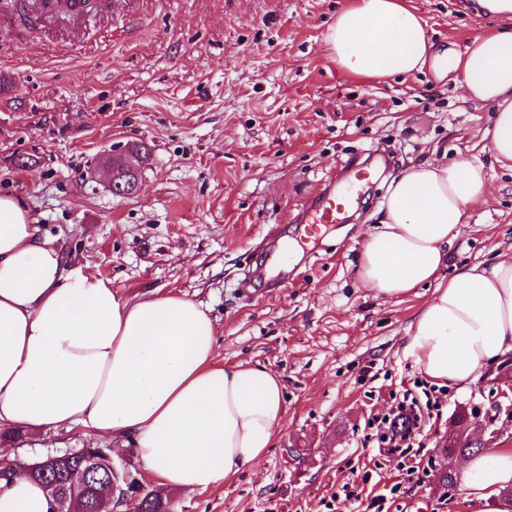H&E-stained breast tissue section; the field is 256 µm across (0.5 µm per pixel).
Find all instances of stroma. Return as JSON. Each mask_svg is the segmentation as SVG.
I'll list each match as a JSON object with an SVG mask.
<instances>
[{
    "mask_svg": "<svg viewBox=\"0 0 512 512\" xmlns=\"http://www.w3.org/2000/svg\"><path fill=\"white\" fill-rule=\"evenodd\" d=\"M346 0H90L81 24L39 0H0V196L35 218L65 268L120 295H178L208 308L218 365L260 363L284 383L287 413L272 448L234 479L171 492L173 512H470L445 495L448 423L458 412L512 448V376L459 388L422 374L403 346L430 289L386 301L363 288L360 242L392 179L416 161L482 162L491 195L469 212L449 265L512 248V171L483 138L490 107L431 72L363 82L338 70L324 35ZM439 43L464 48L502 17L466 0H410ZM140 144V190L106 187L114 143ZM23 158L25 167L15 164ZM381 173L330 227L297 278L243 295L268 242L303 231L295 216L358 167ZM421 409L412 448L380 443L403 396ZM81 428L23 432L0 453L38 460L83 448Z\"/></svg>",
    "mask_w": 512,
    "mask_h": 512,
    "instance_id": "35a3bbf8",
    "label": "stroma"
}]
</instances>
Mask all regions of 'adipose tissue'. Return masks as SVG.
Returning a JSON list of instances; mask_svg holds the SVG:
<instances>
[{"instance_id":"adipose-tissue-1","label":"adipose tissue","mask_w":512,"mask_h":512,"mask_svg":"<svg viewBox=\"0 0 512 512\" xmlns=\"http://www.w3.org/2000/svg\"><path fill=\"white\" fill-rule=\"evenodd\" d=\"M337 67L363 81L423 70L460 83L490 106L484 131L512 170V28L484 32L456 50L436 44L407 0H349L324 36ZM483 164L415 162L393 179L379 226L361 244L358 277L387 300L429 285L404 352L430 380L467 385L512 351V253L457 268L448 248L486 202ZM212 318L176 295L129 300L111 284L67 272L40 240L29 210L0 197V425L82 428L132 444L162 491H204L230 481L273 447L286 415L280 376L268 367L216 363ZM29 459L0 483V512H50ZM472 512L512 486V448L466 458Z\"/></svg>"}]
</instances>
